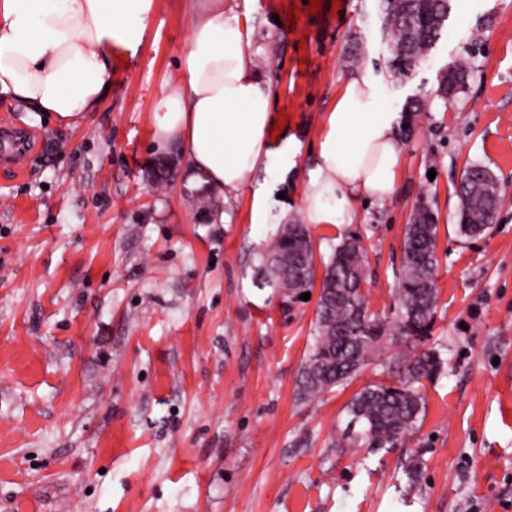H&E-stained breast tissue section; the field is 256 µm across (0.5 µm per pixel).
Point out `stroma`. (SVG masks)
Here are the masks:
<instances>
[{
    "mask_svg": "<svg viewBox=\"0 0 512 512\" xmlns=\"http://www.w3.org/2000/svg\"><path fill=\"white\" fill-rule=\"evenodd\" d=\"M292 1L302 12L289 28ZM307 3L224 0L254 29L293 147L230 202L191 179L180 144L153 143L194 0H156L78 127L0 96V122L30 140L0 162V512H512V0H452L441 38L402 78L386 67L379 0H324L315 16ZM462 60L465 90L444 104L441 75ZM359 70L377 83L375 111L427 101L399 137L393 194L355 205L369 307L390 316L405 226L426 199L440 261L428 344L448 360L418 428L383 456L337 444L376 365L300 400L316 302L283 315L256 279L280 225L305 222L326 116ZM470 162L493 171L503 203L466 240L456 188Z\"/></svg>",
    "mask_w": 512,
    "mask_h": 512,
    "instance_id": "stroma-1",
    "label": "stroma"
}]
</instances>
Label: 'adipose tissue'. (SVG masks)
I'll list each match as a JSON object with an SVG mask.
<instances>
[{"label": "adipose tissue", "mask_w": 512, "mask_h": 512, "mask_svg": "<svg viewBox=\"0 0 512 512\" xmlns=\"http://www.w3.org/2000/svg\"><path fill=\"white\" fill-rule=\"evenodd\" d=\"M154 0H0V96L62 126L98 111L112 76L113 42L135 39ZM254 32L224 0H200L181 77L155 112L154 144L182 143L189 173L225 200L267 168L273 87L253 62ZM376 83L360 70L328 114L304 188L311 224H349L363 198L384 199L400 164L397 117L374 112Z\"/></svg>", "instance_id": "obj_1"}]
</instances>
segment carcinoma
Wrapping results in <instances>:
<instances>
[{
	"label": "carcinoma",
	"instance_id": "carcinoma-1",
	"mask_svg": "<svg viewBox=\"0 0 512 512\" xmlns=\"http://www.w3.org/2000/svg\"><path fill=\"white\" fill-rule=\"evenodd\" d=\"M451 0H383V35L389 56L386 65L395 76L407 75L441 36ZM468 63L461 61L443 74L436 96L445 102L465 88ZM497 183L486 166L472 164L459 186L458 233L465 238L486 234L495 223L500 198L492 197ZM437 217L425 200L415 207L406 225L402 261L393 296L395 319L389 324L369 313L367 255L359 233H350L334 247L328 260L316 261L308 225L285 224L260 254L262 284L279 296L285 315L300 295L321 280L314 319L313 344L299 374V396L313 400L354 380L374 359L388 335L424 342L437 307ZM441 353L429 348L403 360V372L363 387L347 405L350 420L342 441L348 447L389 453L417 427L426 410L423 381L444 371Z\"/></svg>",
	"mask_w": 512,
	"mask_h": 512
}]
</instances>
